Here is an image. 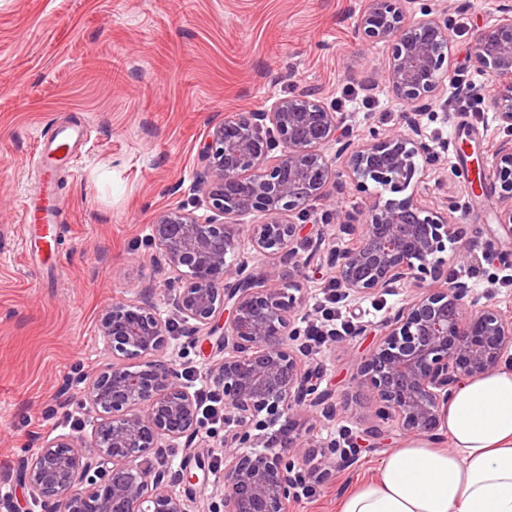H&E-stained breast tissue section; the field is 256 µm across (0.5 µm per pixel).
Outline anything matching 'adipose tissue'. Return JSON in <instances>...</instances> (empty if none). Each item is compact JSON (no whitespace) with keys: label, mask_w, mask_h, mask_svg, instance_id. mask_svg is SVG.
<instances>
[{"label":"adipose tissue","mask_w":512,"mask_h":512,"mask_svg":"<svg viewBox=\"0 0 512 512\" xmlns=\"http://www.w3.org/2000/svg\"><path fill=\"white\" fill-rule=\"evenodd\" d=\"M440 430L392 449L339 512H512V368L462 383Z\"/></svg>","instance_id":"ef3b65f1"}]
</instances>
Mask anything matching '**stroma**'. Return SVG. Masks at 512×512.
Returning a JSON list of instances; mask_svg holds the SVG:
<instances>
[{
  "instance_id": "1",
  "label": "stroma",
  "mask_w": 512,
  "mask_h": 512,
  "mask_svg": "<svg viewBox=\"0 0 512 512\" xmlns=\"http://www.w3.org/2000/svg\"><path fill=\"white\" fill-rule=\"evenodd\" d=\"M461 24L451 40L453 66H467L476 35L498 0H424ZM361 0H0V499L17 512H42L15 481L19 458L58 435H90L92 426L69 425L46 412L79 395L80 379L96 372L109 354L98 332L103 309L120 297L149 295L165 318L166 269L152 242L156 216L180 209L213 216L198 184L200 150L210 127L225 114L262 112L295 86L318 90L334 106L347 84H361L381 47L355 34ZM383 103L388 119L347 103L342 127L361 138L370 127H397L402 108L386 84L367 91ZM434 100L421 118L448 175L431 180L427 205L456 197L464 207V240L481 253L498 241L494 199L472 194L456 175L468 165L462 143L491 158V145L512 138L495 112L482 121L442 110ZM87 127L90 141L74 166L60 168L54 243L34 257L21 204L42 196L32 157L57 129ZM311 208L323 222L305 224L296 249L309 258L298 279L304 311L324 286L332 249L352 240L349 227L328 214L323 201ZM479 277L456 269L477 298L512 301L502 287L507 268L481 259ZM400 296L369 295L344 301L354 322L379 324ZM173 334L166 350L182 367L207 374L224 358L223 344L188 348ZM369 336L333 343L309 361L320 368V389L330 399L316 410L312 449L339 435H383L338 459L316 486L313 500L290 512H337L341 498L375 475L388 452L405 437L381 422L376 401L353 383Z\"/></svg>"
}]
</instances>
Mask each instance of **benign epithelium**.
I'll list each match as a JSON object with an SVG mask.
<instances>
[{"label":"benign epithelium","mask_w":512,"mask_h":512,"mask_svg":"<svg viewBox=\"0 0 512 512\" xmlns=\"http://www.w3.org/2000/svg\"><path fill=\"white\" fill-rule=\"evenodd\" d=\"M413 4L363 0L355 26L362 43L386 49L368 86L384 80L407 108L402 126L346 140L337 113L307 89L268 112L231 113L211 126L202 149L200 184L222 220L173 210L153 224L182 336L195 347L217 334L231 349L209 374L224 396L228 425L221 489L211 492L208 512H289L298 463L313 458L311 480L336 467L335 447L313 456L303 444L324 393L295 346L302 288L286 282L281 264L302 265L293 217L307 214L313 200L335 198L338 185H350L363 205L355 238L333 259L337 285L354 299L407 292L381 324L353 331L376 337L353 382L376 397L379 418L407 436H432L461 383L512 359V304H480L466 282L448 277V261L467 263L473 255L448 221L459 211L456 201L435 208L419 200L438 162L420 116L447 87L451 42L447 13ZM496 12L470 60L492 79L489 107L512 128V0H499ZM465 179L472 193L497 198L506 236L500 254L512 255V140L497 143L491 166L478 160ZM250 213L267 217L246 226L257 262L232 266L227 255L238 247V220ZM170 332V321L149 303L121 299L103 310L99 335L112 360L82 390L94 419L90 437L58 435L17 463L16 481L44 512H190L192 496L176 487L208 491L212 466L195 444L196 399L164 355ZM177 444L190 449L198 472L154 464L161 449Z\"/></svg>","instance_id":"obj_1"}]
</instances>
